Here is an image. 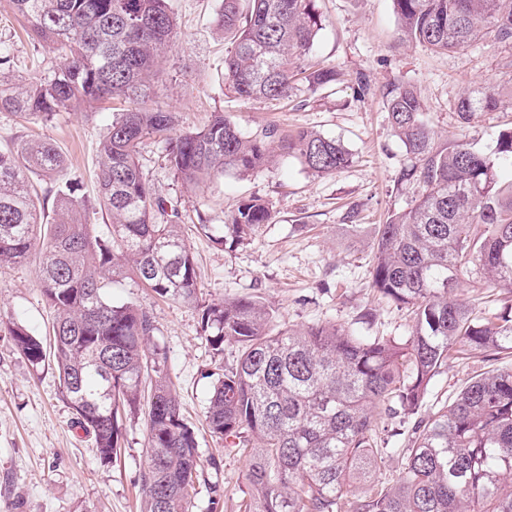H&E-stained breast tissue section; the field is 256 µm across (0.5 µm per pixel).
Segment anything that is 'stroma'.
<instances>
[{
	"mask_svg": "<svg viewBox=\"0 0 512 512\" xmlns=\"http://www.w3.org/2000/svg\"><path fill=\"white\" fill-rule=\"evenodd\" d=\"M168 2L177 37L161 62L149 104L175 112L178 130L202 128L221 112L250 135L272 125L283 134L308 128L340 141L352 154L351 164L332 175L312 174L284 156L252 175L228 173L193 188L169 167L164 143L144 139L139 163L152 189L179 204L201 292L215 302L261 296L283 328L331 322L359 336L409 335L406 311L371 286L373 225L411 207L421 192L418 184L400 179L410 156L391 130L382 92L391 82H408L420 92L423 119L440 140H463L493 153L498 132L512 127V109L482 112L463 125L453 102L468 88L512 80L498 64V49L471 46L436 54L398 41L392 0H317L324 26L309 61L340 70L344 81L314 93L302 88L287 99L242 101L224 86V37L214 24L222 0ZM0 45L9 50L8 74L20 82L51 76L52 51L22 31L6 0H0ZM361 76L372 85V94H355L353 85ZM111 119L108 103L62 111L48 122L0 112V151L33 138L52 141L66 159L70 178L92 198L99 143ZM253 196L271 203L274 218L250 241L221 249L199 232V218L226 223L239 203ZM351 211L356 214L352 221L347 218ZM111 295L114 302L133 301L154 313V341L168 352L182 414L197 433L203 479L191 494L190 512H243L246 461L212 438L205 421L212 391L207 373L233 366L236 345L225 344L223 354L214 355L194 305L157 298L132 278L114 282ZM53 320L36 262L0 269V512H141L144 417L125 420L116 459L101 462L92 438L73 424L53 365L32 367L13 344V324L46 340ZM489 367L479 358L451 356L432 385L427 411H435ZM216 492L221 501L215 509L210 502Z\"/></svg>",
	"mask_w": 512,
	"mask_h": 512,
	"instance_id": "1",
	"label": "stroma"
}]
</instances>
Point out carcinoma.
I'll return each instance as SVG.
<instances>
[{
  "instance_id": "1",
  "label": "carcinoma",
  "mask_w": 512,
  "mask_h": 512,
  "mask_svg": "<svg viewBox=\"0 0 512 512\" xmlns=\"http://www.w3.org/2000/svg\"><path fill=\"white\" fill-rule=\"evenodd\" d=\"M224 0L217 28L231 44L227 90L238 99H279L303 85L315 92L341 81L334 68L305 67L323 20L316 0ZM398 39L433 52L486 44L512 51V0H392ZM34 36L57 54L49 78L23 87L0 74V112L48 120L85 103L120 98L100 142L98 194L78 192L58 148L42 139L0 153V269L39 255L42 294L56 312L49 346L16 324V350L37 367L50 361L74 423L92 436L101 462L121 447L122 422L144 415L147 466L142 512H189L199 481L194 429L180 412L167 352L151 342L153 311L112 301L114 278L132 272L157 296L201 311L210 348L238 345L236 364L214 378L209 432L246 458L244 512H512V367L476 375L453 399L420 416L431 386L458 347L484 357H512V304L478 315L455 297L464 278L512 290V128L491 155L460 142H436L410 84L383 92L394 135L412 164L401 180L420 197L376 227L372 285L407 311L411 334L357 336L331 323L276 328L257 296L219 303L199 298L197 270L182 214L156 194L139 166L147 137L165 141L183 182L199 186L227 172L249 175L278 155L316 175L352 162L340 142L302 129L268 127L244 134L222 112L194 131L176 130L174 113L146 105L159 57L172 48L176 21L168 0H9ZM512 84L464 92V123L495 112ZM54 188L55 219L41 220L30 175ZM100 207L112 237L82 216ZM273 216L261 199L242 201L228 223L198 229L224 249L244 243ZM411 426V447L392 483L381 478L388 455L382 433ZM365 485L353 497L349 488Z\"/></svg>"
}]
</instances>
